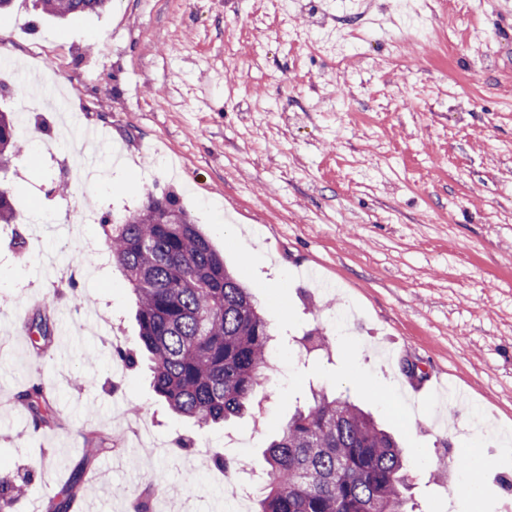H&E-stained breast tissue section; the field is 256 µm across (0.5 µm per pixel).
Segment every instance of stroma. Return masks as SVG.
<instances>
[{"label":"stroma","mask_w":512,"mask_h":512,"mask_svg":"<svg viewBox=\"0 0 512 512\" xmlns=\"http://www.w3.org/2000/svg\"><path fill=\"white\" fill-rule=\"evenodd\" d=\"M425 13L429 38L405 49L413 72L350 65L340 94L333 58L270 35L271 0H111L65 20L13 0L0 12V108L17 110L20 78L48 103L69 90L80 123L67 132L49 106L28 113L34 135L5 173L17 222L0 227V488L18 498L0 512H47L78 469L73 512H131L145 491L152 512H213L224 485L197 442L220 453L242 438L247 456L231 458L263 470L314 388L394 432L417 512L512 503V0H428ZM358 18L340 0H301L288 25ZM470 18L487 43L444 45ZM85 125L110 130L127 165L100 155L85 180L97 149ZM62 133L61 154L38 152L36 139ZM168 191L250 288L281 355L249 415L206 428L117 355L138 347L135 298L100 224ZM42 317L39 351L28 330ZM324 335L333 352L319 350ZM431 369L468 403L419 388ZM35 383L54 410L40 426L18 401ZM465 456L478 487L455 477Z\"/></svg>","instance_id":"stroma-1"}]
</instances>
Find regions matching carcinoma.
<instances>
[{"label": "carcinoma", "mask_w": 512, "mask_h": 512, "mask_svg": "<svg viewBox=\"0 0 512 512\" xmlns=\"http://www.w3.org/2000/svg\"><path fill=\"white\" fill-rule=\"evenodd\" d=\"M111 0H40L44 14L100 11ZM22 133L0 109V169ZM13 191L0 186V224H13ZM112 261L137 300L141 350L156 395L201 427L253 406L270 354L271 331L252 296L172 194L148 195L137 211L102 225ZM34 421L51 413L42 387L21 394ZM267 467L254 512H415L402 449L348 398L312 393L264 450ZM83 472L50 512H70Z\"/></svg>", "instance_id": "cac0c4a2"}]
</instances>
